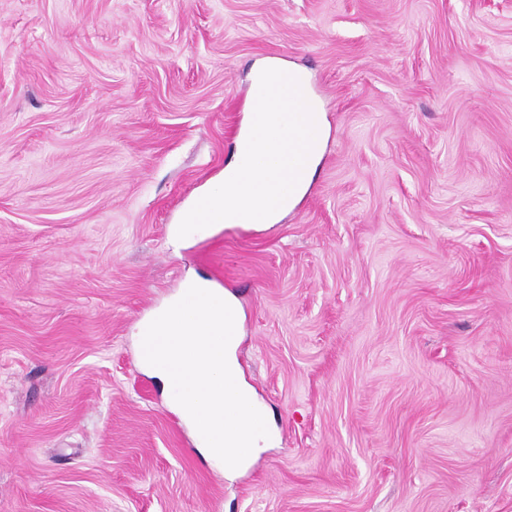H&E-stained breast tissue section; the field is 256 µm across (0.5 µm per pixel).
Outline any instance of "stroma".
Returning <instances> with one entry per match:
<instances>
[{"label":"stroma","mask_w":512,"mask_h":512,"mask_svg":"<svg viewBox=\"0 0 512 512\" xmlns=\"http://www.w3.org/2000/svg\"><path fill=\"white\" fill-rule=\"evenodd\" d=\"M264 59L312 185L173 252ZM191 273L279 433L233 477L134 347ZM0 512H512V0H0Z\"/></svg>","instance_id":"35a3bbf8"}]
</instances>
